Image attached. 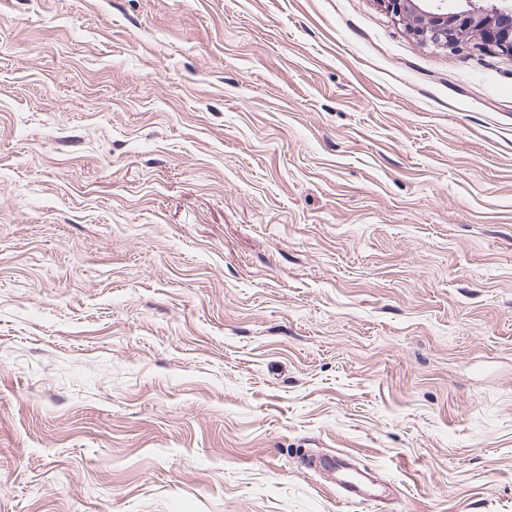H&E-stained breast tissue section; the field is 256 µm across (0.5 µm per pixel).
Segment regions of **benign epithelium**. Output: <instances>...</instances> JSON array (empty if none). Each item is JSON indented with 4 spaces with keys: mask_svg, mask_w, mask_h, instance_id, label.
<instances>
[{
    "mask_svg": "<svg viewBox=\"0 0 512 512\" xmlns=\"http://www.w3.org/2000/svg\"><path fill=\"white\" fill-rule=\"evenodd\" d=\"M426 42L452 46L477 33L488 45L512 55V0H462L450 10L447 0H379Z\"/></svg>",
    "mask_w": 512,
    "mask_h": 512,
    "instance_id": "7a95c632",
    "label": "benign epithelium"
}]
</instances>
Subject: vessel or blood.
Masks as SVG:
<instances>
[{"label":"vessel or blood","mask_w":512,"mask_h":512,"mask_svg":"<svg viewBox=\"0 0 512 512\" xmlns=\"http://www.w3.org/2000/svg\"><path fill=\"white\" fill-rule=\"evenodd\" d=\"M312 465L331 475L343 501L369 502L386 498L389 489L368 470L357 469L340 455L329 454L314 458Z\"/></svg>","instance_id":"vessel-or-blood-1"}]
</instances>
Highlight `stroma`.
Wrapping results in <instances>:
<instances>
[{
	"mask_svg": "<svg viewBox=\"0 0 512 512\" xmlns=\"http://www.w3.org/2000/svg\"><path fill=\"white\" fill-rule=\"evenodd\" d=\"M0 512H512V57L0 0ZM312 467L332 476L341 499L345 502H369L386 498L389 488L366 469H357L341 455L315 457Z\"/></svg>",
	"mask_w": 512,
	"mask_h": 512,
	"instance_id": "stroma-1",
	"label": "stroma"
}]
</instances>
